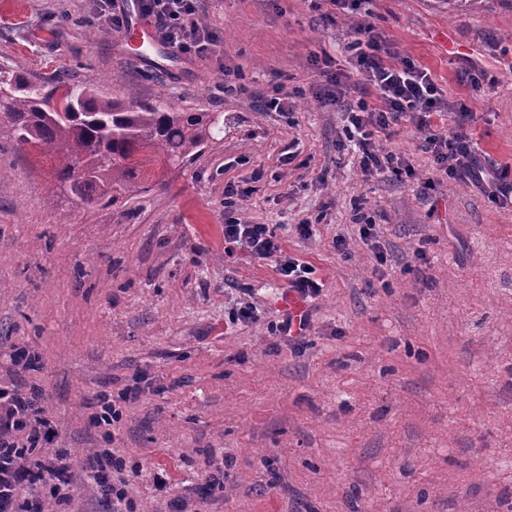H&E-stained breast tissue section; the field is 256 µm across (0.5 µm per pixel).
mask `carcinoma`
<instances>
[{"mask_svg": "<svg viewBox=\"0 0 512 512\" xmlns=\"http://www.w3.org/2000/svg\"><path fill=\"white\" fill-rule=\"evenodd\" d=\"M0 114L17 143L56 159L59 187L84 207L118 202L156 160L171 165L193 156L216 123L164 99L106 101L60 79L46 90L9 71L0 72Z\"/></svg>", "mask_w": 512, "mask_h": 512, "instance_id": "cac0c4a2", "label": "carcinoma"}]
</instances>
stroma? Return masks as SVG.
Wrapping results in <instances>:
<instances>
[{
	"label": "stroma",
	"instance_id": "1",
	"mask_svg": "<svg viewBox=\"0 0 512 512\" xmlns=\"http://www.w3.org/2000/svg\"><path fill=\"white\" fill-rule=\"evenodd\" d=\"M363 12L385 51L473 112L479 153L512 164V0H364L333 15L325 0H199L221 47L172 54L162 71L123 59L87 0H0V69L224 124L184 165H153L117 203L83 207L53 158L0 122V384L43 387L77 485L66 512H103L83 471L102 443L90 416L100 393L134 387L114 445L165 468L173 494L197 495L231 462L200 512H512V204L454 180L423 197L416 181L336 164L344 114L321 99L339 73L352 98L373 94L351 48ZM278 90L290 119L265 107ZM418 142L405 121L381 145L423 179ZM230 183L248 193L233 209ZM356 199L381 217L378 244L360 235ZM230 222L270 225L323 282L303 350L272 337L287 293L272 261L225 254ZM238 302L258 320L231 322ZM16 344L39 370H11Z\"/></svg>",
	"mask_w": 512,
	"mask_h": 512
}]
</instances>
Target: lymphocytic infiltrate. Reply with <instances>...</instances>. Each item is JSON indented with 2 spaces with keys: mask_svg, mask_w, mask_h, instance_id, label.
<instances>
[{
  "mask_svg": "<svg viewBox=\"0 0 512 512\" xmlns=\"http://www.w3.org/2000/svg\"><path fill=\"white\" fill-rule=\"evenodd\" d=\"M140 12L157 37L177 53L190 58L209 56L219 42L217 32L199 23L197 0H139ZM362 79L375 92L374 101L358 99L355 105L332 97L344 108L348 125L345 135L359 155L365 174L392 180L413 178L415 168L408 160L386 151L379 137H392L395 126L410 120L419 133L418 148L434 164L431 177L418 188L428 195L446 179L480 180L485 160L473 147L467 130V111H448L442 91L432 75L413 64L391 62L383 55L369 20H362L352 44ZM447 115L445 124H434V116ZM224 242L246 248L256 259L273 261L289 293L302 303L300 313H283L272 324L277 341L301 349L312 328L310 305L321 293L322 283L312 276L311 265L286 256L273 229L266 224H228ZM44 393L32 387L0 385V512H48V503L70 502L76 492L70 475V452L54 447L56 430L44 415ZM101 447L92 449L84 471L97 488L107 512H139L129 494L130 479L142 470L113 448L112 433H104Z\"/></svg>",
  "mask_w": 512,
  "mask_h": 512,
  "instance_id": "f902f5d3",
  "label": "lymphocytic infiltrate"
}]
</instances>
